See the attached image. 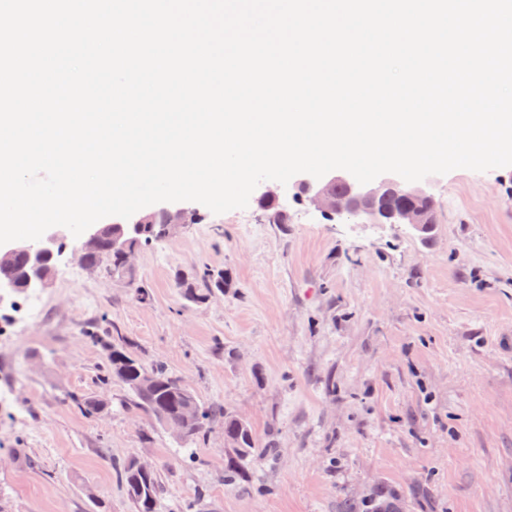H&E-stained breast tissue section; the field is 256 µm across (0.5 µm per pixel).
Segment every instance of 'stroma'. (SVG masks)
<instances>
[{"instance_id":"obj_1","label":"stroma","mask_w":512,"mask_h":512,"mask_svg":"<svg viewBox=\"0 0 512 512\" xmlns=\"http://www.w3.org/2000/svg\"><path fill=\"white\" fill-rule=\"evenodd\" d=\"M429 239L400 224H336L283 198L256 201L142 250L126 281L76 261L0 318V512H135L120 475L152 464L162 512H336L379 488L406 512H512V166L431 176ZM226 286L186 302L176 277ZM123 337L221 408L185 447L99 382L106 356L83 332ZM94 393L87 415L64 401ZM273 459L224 480V417Z\"/></svg>"}]
</instances>
